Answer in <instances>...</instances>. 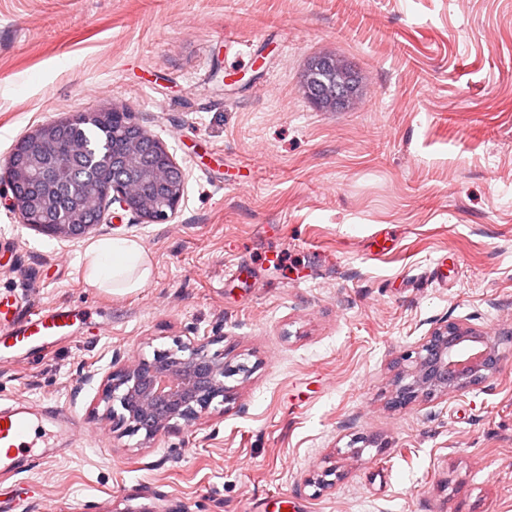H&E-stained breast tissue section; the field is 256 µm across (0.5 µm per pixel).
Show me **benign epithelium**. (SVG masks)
I'll use <instances>...</instances> for the list:
<instances>
[{
	"mask_svg": "<svg viewBox=\"0 0 512 512\" xmlns=\"http://www.w3.org/2000/svg\"><path fill=\"white\" fill-rule=\"evenodd\" d=\"M337 68L336 57L318 56L309 64L314 76L303 83L314 103L333 112L346 109L362 92L353 66L343 65L345 77L341 81L336 80ZM69 124L68 120H59L36 128L30 144L15 152L16 165L24 166L31 146L54 140ZM112 136L123 141L125 151L112 154V169L120 177L112 181L110 189L74 179L73 172L80 167L84 153L78 143L56 168H40L39 179L52 191L82 195L78 203L82 220L67 225L40 219L37 224L45 232L71 238L82 235L101 223L107 202L119 204L148 223H164L175 213L183 197L184 171L166 147L151 139L126 110L112 111ZM465 341L480 342L482 337L460 323L450 322L434 329L418 348L406 353L404 360L409 366L398 378L402 385L395 393L394 405L405 406L420 395L429 398L464 391L491 379L500 360L496 346L486 344L483 350L463 356L459 347ZM236 372L238 368L224 363V354L210 352L208 344L177 342L151 360L142 359L108 373L101 401L115 426L128 433L140 432L141 420L161 401L167 410L160 426L178 419L190 424L215 400H227L224 378Z\"/></svg>",
	"mask_w": 512,
	"mask_h": 512,
	"instance_id": "1",
	"label": "benign epithelium"
}]
</instances>
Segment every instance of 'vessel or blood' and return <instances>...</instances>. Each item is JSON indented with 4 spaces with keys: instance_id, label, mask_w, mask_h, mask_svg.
Returning <instances> with one entry per match:
<instances>
[{
    "instance_id": "1",
    "label": "vessel or blood",
    "mask_w": 512,
    "mask_h": 512,
    "mask_svg": "<svg viewBox=\"0 0 512 512\" xmlns=\"http://www.w3.org/2000/svg\"><path fill=\"white\" fill-rule=\"evenodd\" d=\"M83 320V313L69 306L36 307L0 297V358L49 352L73 337ZM79 432L76 420L54 404L0 405V483L55 460L59 441Z\"/></svg>"
}]
</instances>
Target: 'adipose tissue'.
Here are the masks:
<instances>
[{
	"label": "adipose tissue",
	"instance_id": "adipose-tissue-1",
	"mask_svg": "<svg viewBox=\"0 0 512 512\" xmlns=\"http://www.w3.org/2000/svg\"><path fill=\"white\" fill-rule=\"evenodd\" d=\"M83 263L88 281L110 292L131 293L152 276L151 262L133 238H102L86 249Z\"/></svg>",
	"mask_w": 512,
	"mask_h": 512
}]
</instances>
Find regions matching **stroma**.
Returning <instances> with one entry per match:
<instances>
[{"label": "stroma", "instance_id": "obj_1", "mask_svg": "<svg viewBox=\"0 0 512 512\" xmlns=\"http://www.w3.org/2000/svg\"><path fill=\"white\" fill-rule=\"evenodd\" d=\"M320 54L359 71L348 110L305 94ZM115 109L185 171L169 221L114 204L60 238L0 173V295L100 329L0 361V402L98 434L23 474L29 512H512V0H0V163ZM105 237L141 243L144 288L86 280ZM449 321L498 338L497 373L393 407L404 352ZM178 340L248 366L231 400L114 428L105 375Z\"/></svg>", "mask_w": 512, "mask_h": 512}]
</instances>
